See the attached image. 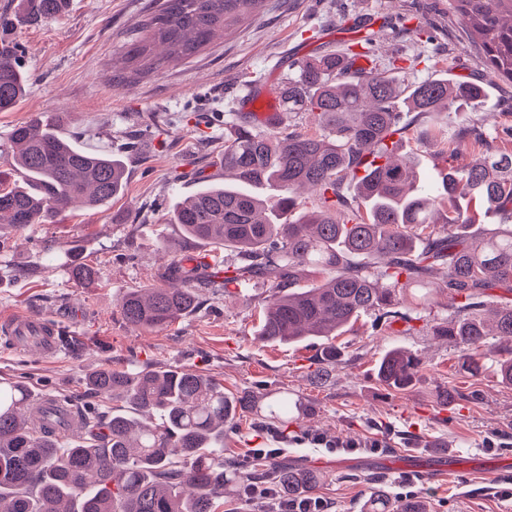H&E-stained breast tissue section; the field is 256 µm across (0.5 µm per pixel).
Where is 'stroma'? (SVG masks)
<instances>
[{
    "instance_id": "1",
    "label": "stroma",
    "mask_w": 512,
    "mask_h": 512,
    "mask_svg": "<svg viewBox=\"0 0 512 512\" xmlns=\"http://www.w3.org/2000/svg\"><path fill=\"white\" fill-rule=\"evenodd\" d=\"M153 0H70L49 23L10 30L19 63L31 82L14 111L0 112V171L16 181L6 163L16 125L34 114L68 115L66 135L77 145L123 155L127 185L105 208H76L56 223L33 224L0 236V316L26 313L60 323L66 342L52 359L0 345V381L54 395L75 406L111 412L113 402L90 394L87 378L107 366L124 372L177 365L221 383L225 392H246L264 402L287 394L289 425L262 427L254 413H238L224 430V457L252 463L256 448H278L289 460L325 475L315 494L331 512H363L375 478L391 498L402 492V475L427 512H512V386L498 377L505 354L498 337L487 339L482 370L463 366L461 345L432 335L448 319V294L431 293L425 304H401L412 319L406 332L370 312L335 338L267 343L255 331L270 301L268 284L224 291L223 278L198 288V309L161 329L134 327L120 301L133 288L163 285L162 275L182 255L211 258L212 247L185 240L172 224L174 206L192 195L224 154V135L237 126L242 100L256 85L280 87L301 62L346 52L366 29L378 34L377 64L398 59L399 76L413 84L446 74L489 84L484 101L469 110L495 146L512 150V83L490 78L462 40L450 0H270L257 20L217 37L200 55L137 80L112 72L135 34L133 26ZM396 138L401 154L419 161L423 191H439L445 138L458 117L403 114ZM96 270L90 287L72 277L74 261ZM338 362L332 378L315 383L312 372L326 346ZM418 358L405 389L378 376L392 349ZM342 439L335 453L306 443L305 435ZM497 435L488 449L485 437ZM379 451H371L372 442ZM506 459L493 471L448 470V456Z\"/></svg>"
}]
</instances>
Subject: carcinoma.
<instances>
[{
    "instance_id": "1",
    "label": "carcinoma",
    "mask_w": 512,
    "mask_h": 512,
    "mask_svg": "<svg viewBox=\"0 0 512 512\" xmlns=\"http://www.w3.org/2000/svg\"><path fill=\"white\" fill-rule=\"evenodd\" d=\"M267 0H155L139 23V36L112 69L134 79L183 63L204 52L217 34L256 18ZM69 0H19L17 11L0 16L6 30L30 21L55 20ZM465 22L463 39L495 78L512 83V0H452ZM376 34L362 51L326 53L306 61L288 80L281 102L288 112H305L322 134H259L237 126L224 142V172L238 184H205L173 211L184 236L234 252L224 261V284L274 278L272 305L256 336L266 342H294L332 335L368 311L390 322L402 318L396 306L408 287L436 266L448 270L444 285L451 314L432 327L466 347L464 360L478 367L488 336L512 340V299L485 317L488 291L512 294V229L476 237L459 202L476 199L512 220V152L497 149L479 133L460 135L441 176L442 195L422 194L414 158L394 162L400 102L419 113H457L480 99L485 86L426 80L409 88L375 66ZM18 45L0 35V112L13 111L26 93L29 76L17 62ZM64 117L36 115L15 126L12 159L23 184L0 189V218L18 232L31 224H52L68 209H99L121 195L123 159L88 151L63 138ZM356 181L368 205L363 218L348 205L343 182ZM262 183L280 189L275 200L253 191ZM299 187L315 192L311 208L293 215ZM448 234L424 235L431 224ZM209 264L181 258L167 280L180 287L133 288L121 299L132 326L164 328L192 312L195 285L212 277ZM74 280L94 283L86 263L73 267ZM322 278L299 288L304 278ZM336 349L320 359L317 381L336 368ZM418 361L397 349L380 361L387 385L405 389ZM99 394L124 403L105 418L80 411V433L69 438L29 416L32 391L0 381V512H214V500L238 494L255 482L274 484L288 497L310 496L325 475L274 458L257 467L224 468V427L241 410H256L249 394L231 396L210 377L180 367L126 373L100 367L88 376ZM160 413L152 423L144 413ZM365 512H426L416 499L392 502L384 485L373 487Z\"/></svg>"
}]
</instances>
